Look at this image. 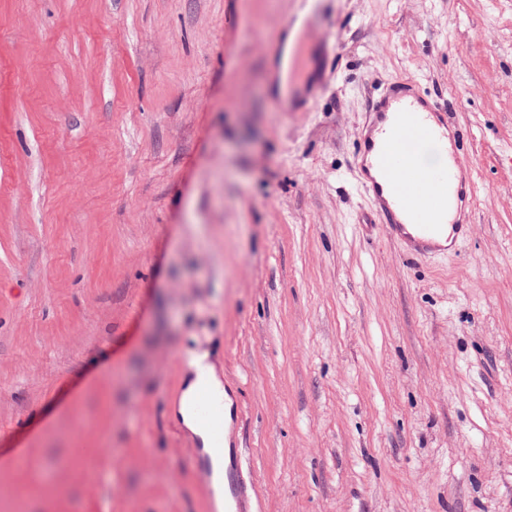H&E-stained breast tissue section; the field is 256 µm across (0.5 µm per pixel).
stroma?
<instances>
[{"label": "stroma", "mask_w": 512, "mask_h": 512, "mask_svg": "<svg viewBox=\"0 0 512 512\" xmlns=\"http://www.w3.org/2000/svg\"><path fill=\"white\" fill-rule=\"evenodd\" d=\"M401 77L473 211L417 260L355 156ZM198 351L251 512H512V0H0V512H215ZM296 32L297 29H294L289 37L288 35L286 36L279 65L277 67L278 89L283 96L288 95L289 63L292 56L291 50L294 48L296 37H299ZM189 370L190 379L181 394L175 418L196 438L202 445L203 451L208 455L211 465L210 490L213 507L217 512H223L224 471L228 462V427L231 422L233 402L230 396L224 392V386L217 376L215 368L207 362L205 354L192 355L189 360ZM203 386L210 389L201 390ZM211 389L217 391L222 400L219 423V398ZM197 396L198 420L203 427H213L211 429L203 428L198 423L194 410Z\"/></svg>", "instance_id": "stroma-1"}]
</instances>
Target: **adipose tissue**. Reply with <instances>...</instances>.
I'll return each mask as SVG.
<instances>
[{"instance_id": "ef3b65f1", "label": "adipose tissue", "mask_w": 512, "mask_h": 512, "mask_svg": "<svg viewBox=\"0 0 512 512\" xmlns=\"http://www.w3.org/2000/svg\"><path fill=\"white\" fill-rule=\"evenodd\" d=\"M190 379L183 390L175 417L201 444L211 465L210 490L215 512L224 509V471L228 462V427L231 422L232 400L224 394V386L214 367L205 355H192L189 361ZM221 392V419L210 429L200 426L194 410L196 398L202 387Z\"/></svg>"}]
</instances>
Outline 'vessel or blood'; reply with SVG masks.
<instances>
[{"label": "vessel or blood", "instance_id": "b4317fda", "mask_svg": "<svg viewBox=\"0 0 512 512\" xmlns=\"http://www.w3.org/2000/svg\"><path fill=\"white\" fill-rule=\"evenodd\" d=\"M461 135L448 125L446 110L422 92L412 78L388 82L369 109L360 135V185L373 211L407 254L425 257L447 252V239L467 238L472 226L459 169ZM446 157V164L425 168L420 147ZM219 398L202 389L196 403L200 424H217Z\"/></svg>", "mask_w": 512, "mask_h": 512}]
</instances>
